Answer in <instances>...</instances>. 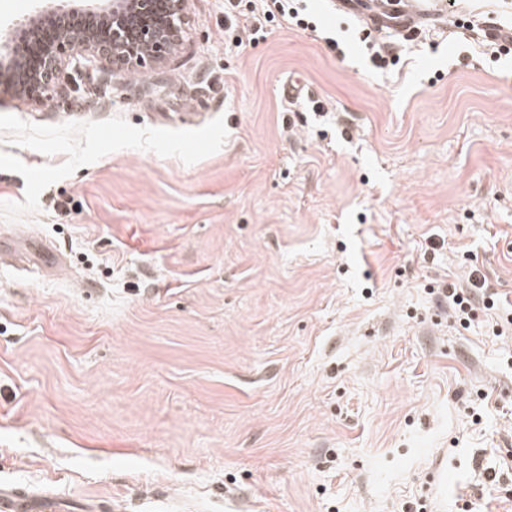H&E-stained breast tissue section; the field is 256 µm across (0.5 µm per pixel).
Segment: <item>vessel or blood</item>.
<instances>
[{
  "label": "vessel or blood",
  "instance_id": "obj_1",
  "mask_svg": "<svg viewBox=\"0 0 512 512\" xmlns=\"http://www.w3.org/2000/svg\"><path fill=\"white\" fill-rule=\"evenodd\" d=\"M403 18L402 33L435 27L447 29L448 25H461V18H450L447 0H369L363 19L369 31L382 33L391 26L392 15ZM49 496L38 495L15 487H0V512H34L36 506L48 505Z\"/></svg>",
  "mask_w": 512,
  "mask_h": 512
}]
</instances>
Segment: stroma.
<instances>
[{"label":"stroma","instance_id":"35a3bbf8","mask_svg":"<svg viewBox=\"0 0 512 512\" xmlns=\"http://www.w3.org/2000/svg\"><path fill=\"white\" fill-rule=\"evenodd\" d=\"M103 2L0 0V35ZM224 4L193 0L160 69L0 93V485L512 512V335L431 292L474 266L512 296V59L438 31L383 74L330 0L307 7L345 57L274 23L230 50Z\"/></svg>","mask_w":512,"mask_h":512}]
</instances>
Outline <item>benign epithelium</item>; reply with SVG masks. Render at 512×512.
I'll return each instance as SVG.
<instances>
[{
	"label": "benign epithelium",
	"instance_id": "benign-epithelium-1",
	"mask_svg": "<svg viewBox=\"0 0 512 512\" xmlns=\"http://www.w3.org/2000/svg\"><path fill=\"white\" fill-rule=\"evenodd\" d=\"M192 0H108L102 28L80 31L74 11L57 15L49 28L24 30L22 37L48 49L29 67L14 58V47L0 44V87L23 102L41 103L67 93L62 74L69 64L96 61L111 75L153 69L180 49Z\"/></svg>",
	"mask_w": 512,
	"mask_h": 512
}]
</instances>
